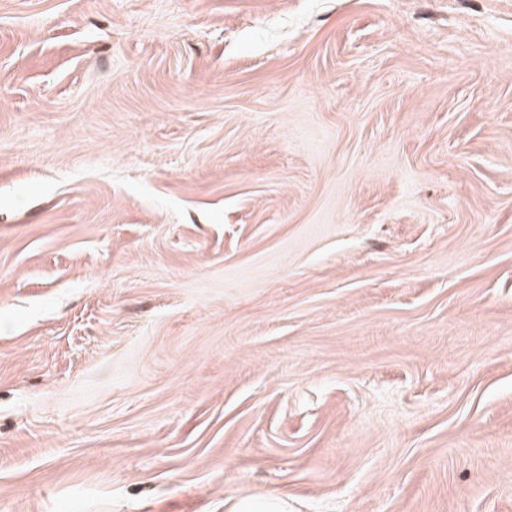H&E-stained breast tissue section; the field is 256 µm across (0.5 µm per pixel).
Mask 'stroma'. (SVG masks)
I'll list each match as a JSON object with an SVG mask.
<instances>
[{"label":"stroma","instance_id":"obj_1","mask_svg":"<svg viewBox=\"0 0 512 512\" xmlns=\"http://www.w3.org/2000/svg\"><path fill=\"white\" fill-rule=\"evenodd\" d=\"M0 512H512V0H0Z\"/></svg>","mask_w":512,"mask_h":512}]
</instances>
